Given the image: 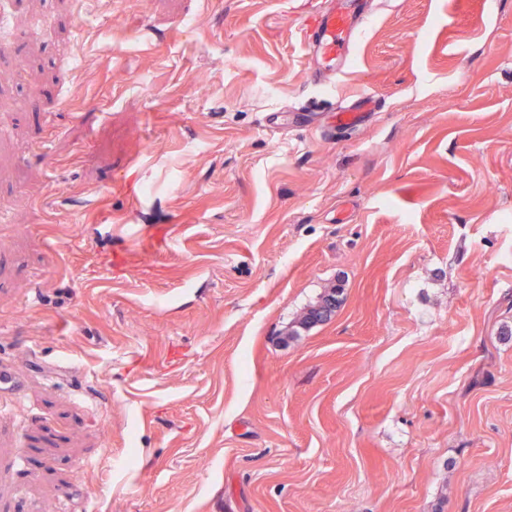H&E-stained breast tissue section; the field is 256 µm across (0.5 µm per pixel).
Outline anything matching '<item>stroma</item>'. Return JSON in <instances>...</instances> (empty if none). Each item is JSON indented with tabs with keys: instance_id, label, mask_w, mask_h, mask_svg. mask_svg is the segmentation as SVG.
Instances as JSON below:
<instances>
[{
	"instance_id": "35a3bbf8",
	"label": "stroma",
	"mask_w": 512,
	"mask_h": 512,
	"mask_svg": "<svg viewBox=\"0 0 512 512\" xmlns=\"http://www.w3.org/2000/svg\"><path fill=\"white\" fill-rule=\"evenodd\" d=\"M318 2L0 0V512H512V0H376L369 124L270 133ZM340 293L341 288H330L327 291H325L318 299V301L312 305L303 319L300 321L301 326H308L312 325L314 323H318L321 321H316L315 318L321 317L324 315V311L326 308L332 306V303H335V309H337L340 304Z\"/></svg>"
}]
</instances>
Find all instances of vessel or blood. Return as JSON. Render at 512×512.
Here are the masks:
<instances>
[{
    "mask_svg": "<svg viewBox=\"0 0 512 512\" xmlns=\"http://www.w3.org/2000/svg\"><path fill=\"white\" fill-rule=\"evenodd\" d=\"M367 0H322L320 7L300 27L307 47V73L311 82L334 87L339 72L352 60L357 36L371 16ZM375 111L373 95L330 105L331 131L348 133L363 127Z\"/></svg>",
    "mask_w": 512,
    "mask_h": 512,
    "instance_id": "b4317fda",
    "label": "vessel or blood"
}]
</instances>
